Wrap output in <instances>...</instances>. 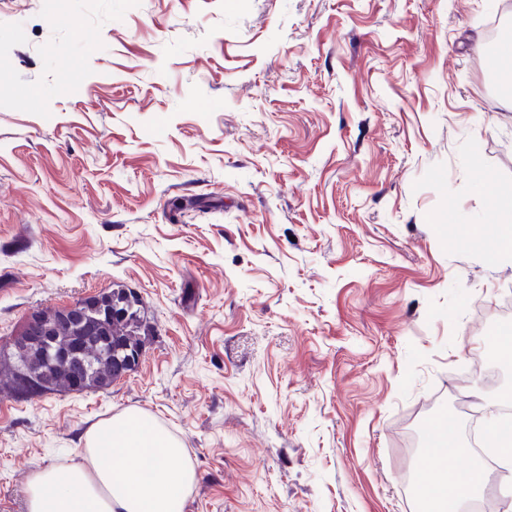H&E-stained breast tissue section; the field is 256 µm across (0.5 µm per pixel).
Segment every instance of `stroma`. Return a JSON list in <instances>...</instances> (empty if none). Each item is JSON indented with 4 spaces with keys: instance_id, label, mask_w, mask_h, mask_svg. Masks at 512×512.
Instances as JSON below:
<instances>
[{
    "instance_id": "stroma-1",
    "label": "stroma",
    "mask_w": 512,
    "mask_h": 512,
    "mask_svg": "<svg viewBox=\"0 0 512 512\" xmlns=\"http://www.w3.org/2000/svg\"><path fill=\"white\" fill-rule=\"evenodd\" d=\"M504 2L0 0V345L115 284L149 326L108 390L0 393V512L128 409L185 512H415L427 421L498 395L457 369L512 290L468 236L512 193Z\"/></svg>"
}]
</instances>
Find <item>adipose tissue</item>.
Returning a JSON list of instances; mask_svg holds the SVG:
<instances>
[{
    "instance_id": "obj_1",
    "label": "adipose tissue",
    "mask_w": 512,
    "mask_h": 512,
    "mask_svg": "<svg viewBox=\"0 0 512 512\" xmlns=\"http://www.w3.org/2000/svg\"><path fill=\"white\" fill-rule=\"evenodd\" d=\"M502 223L472 232L473 242L494 245V259H512V195L493 196ZM197 480L180 441L147 413L130 409L94 425L80 461L42 467L26 483L27 512H184ZM442 512H459L467 497L482 492L487 471L467 461L456 473L431 477Z\"/></svg>"
}]
</instances>
